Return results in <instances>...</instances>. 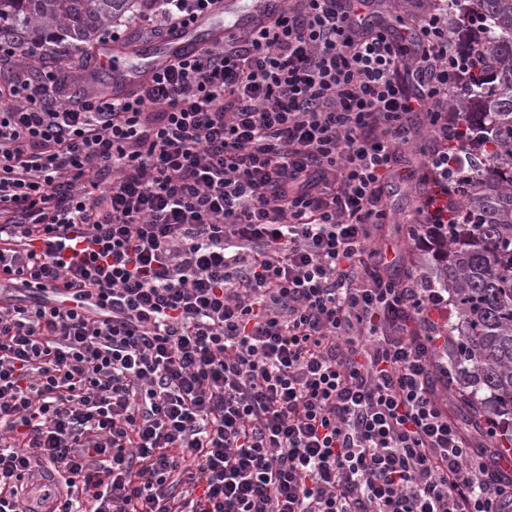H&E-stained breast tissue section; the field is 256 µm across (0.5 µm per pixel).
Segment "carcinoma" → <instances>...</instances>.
<instances>
[{
  "mask_svg": "<svg viewBox=\"0 0 512 512\" xmlns=\"http://www.w3.org/2000/svg\"><path fill=\"white\" fill-rule=\"evenodd\" d=\"M137 0H0V36L17 27L42 34L56 24L66 49L94 42ZM473 67L468 92L449 109L459 128L448 154L466 155L448 172V224L419 232L438 252L435 287L448 290L455 319L450 371L466 405L479 407L512 446V0H448Z\"/></svg>",
  "mask_w": 512,
  "mask_h": 512,
  "instance_id": "carcinoma-1",
  "label": "carcinoma"
}]
</instances>
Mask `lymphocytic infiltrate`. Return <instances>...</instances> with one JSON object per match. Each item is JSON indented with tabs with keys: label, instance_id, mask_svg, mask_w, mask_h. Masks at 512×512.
<instances>
[{
	"label": "lymphocytic infiltrate",
	"instance_id": "lymphocytic-infiltrate-1",
	"mask_svg": "<svg viewBox=\"0 0 512 512\" xmlns=\"http://www.w3.org/2000/svg\"><path fill=\"white\" fill-rule=\"evenodd\" d=\"M381 6L290 0L112 97L0 39V512H512L441 392L447 296L368 244L418 134L447 187L471 57L446 0ZM429 0H390L388 20L397 24L398 19L406 20L408 14L424 11Z\"/></svg>",
	"mask_w": 512,
	"mask_h": 512
}]
</instances>
